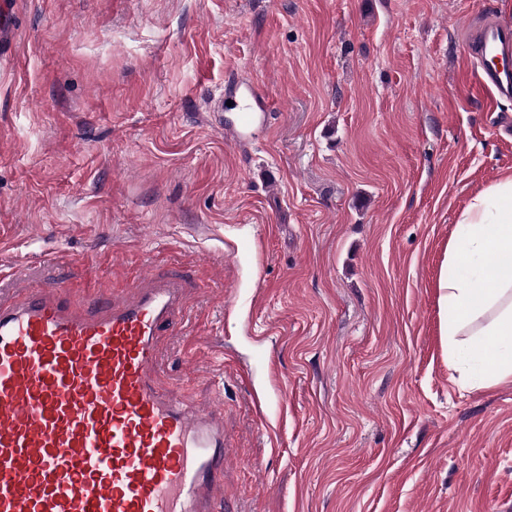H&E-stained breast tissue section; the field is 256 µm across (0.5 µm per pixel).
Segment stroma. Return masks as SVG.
Segmentation results:
<instances>
[{
  "label": "stroma",
  "mask_w": 512,
  "mask_h": 512,
  "mask_svg": "<svg viewBox=\"0 0 512 512\" xmlns=\"http://www.w3.org/2000/svg\"><path fill=\"white\" fill-rule=\"evenodd\" d=\"M512 0H0V270L183 280L224 512H512V383L448 363L458 216L512 171L463 24ZM263 88L231 141L228 82Z\"/></svg>",
  "instance_id": "1"
}]
</instances>
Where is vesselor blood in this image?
<instances>
[{
    "label": "vessel or blood",
    "instance_id": "vessel-or-blood-1",
    "mask_svg": "<svg viewBox=\"0 0 512 512\" xmlns=\"http://www.w3.org/2000/svg\"><path fill=\"white\" fill-rule=\"evenodd\" d=\"M512 94V25L466 42ZM180 278L77 309L65 286L0 278V512H213L224 419L169 397L158 338L182 332Z\"/></svg>",
    "mask_w": 512,
    "mask_h": 512
}]
</instances>
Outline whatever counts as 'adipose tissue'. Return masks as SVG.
<instances>
[{"label":"adipose tissue","mask_w":512,"mask_h":512,"mask_svg":"<svg viewBox=\"0 0 512 512\" xmlns=\"http://www.w3.org/2000/svg\"><path fill=\"white\" fill-rule=\"evenodd\" d=\"M438 280L449 361L490 387L512 379V173L461 210Z\"/></svg>","instance_id":"obj_1"}]
</instances>
